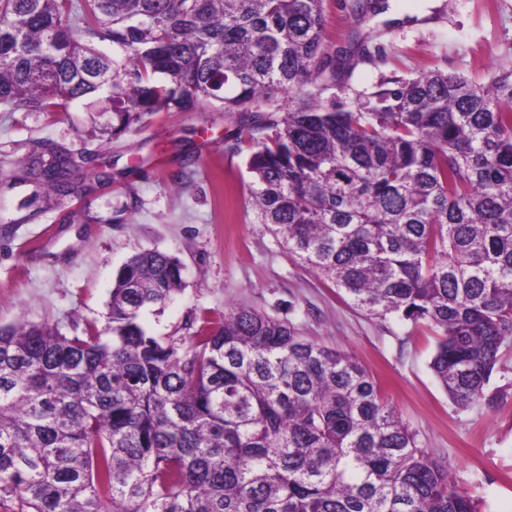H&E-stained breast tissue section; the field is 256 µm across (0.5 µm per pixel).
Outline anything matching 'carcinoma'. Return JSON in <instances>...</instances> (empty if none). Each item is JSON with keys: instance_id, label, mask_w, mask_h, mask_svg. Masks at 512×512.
I'll return each instance as SVG.
<instances>
[{"instance_id": "obj_1", "label": "carcinoma", "mask_w": 512, "mask_h": 512, "mask_svg": "<svg viewBox=\"0 0 512 512\" xmlns=\"http://www.w3.org/2000/svg\"><path fill=\"white\" fill-rule=\"evenodd\" d=\"M323 2L0 0V104L81 101L112 113L114 136L205 104L237 115L258 222L368 315L431 327L437 382L459 408H491L512 341V65L487 84L393 79L338 108L323 93L372 55L357 30L330 50ZM94 162L46 139L10 183L61 205ZM183 271L144 250L103 326H0V507L476 512L343 351L244 304L187 340L151 334L142 313L182 292Z\"/></svg>"}]
</instances>
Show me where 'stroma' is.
Instances as JSON below:
<instances>
[{"label":"stroma","instance_id":"35a3bbf8","mask_svg":"<svg viewBox=\"0 0 512 512\" xmlns=\"http://www.w3.org/2000/svg\"><path fill=\"white\" fill-rule=\"evenodd\" d=\"M352 4L324 0L328 44L344 46L358 26L382 60L358 65L347 88L325 92L348 109L390 78L440 70L488 82L512 49V0H384L398 20L373 14L361 22ZM106 121L79 103L53 117L0 104V160L24 164L44 139L97 158L63 207L35 184L0 182V324L45 323L71 334L104 322L123 263L145 249L172 253L185 266L186 288L162 315L145 314L154 334L189 335L233 302L289 322L367 370L418 447L447 457L478 512H512V345L485 388L500 403L456 407L428 368L432 330L367 315L258 223L248 146L236 144L234 118L208 107L160 113L118 137L101 133Z\"/></svg>","mask_w":512,"mask_h":512}]
</instances>
